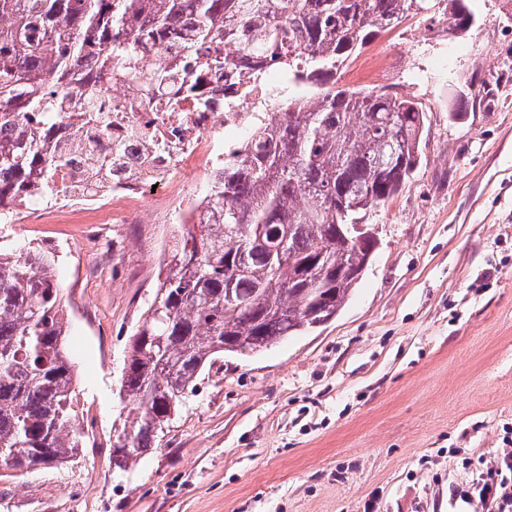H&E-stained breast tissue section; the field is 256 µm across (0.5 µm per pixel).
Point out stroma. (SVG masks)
<instances>
[{
  "instance_id": "1",
  "label": "stroma",
  "mask_w": 512,
  "mask_h": 512,
  "mask_svg": "<svg viewBox=\"0 0 512 512\" xmlns=\"http://www.w3.org/2000/svg\"><path fill=\"white\" fill-rule=\"evenodd\" d=\"M410 9L342 85L410 98L421 161L366 217L378 244L328 323L215 356L153 448L112 440L126 351L155 291L148 224H79L53 250L77 421L101 445L0 476V512H471L453 499L512 453V0ZM380 58L362 78L352 68Z\"/></svg>"
}]
</instances>
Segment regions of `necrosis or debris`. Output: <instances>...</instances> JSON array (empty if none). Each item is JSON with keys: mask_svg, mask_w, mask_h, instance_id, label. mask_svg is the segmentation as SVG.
<instances>
[{"mask_svg": "<svg viewBox=\"0 0 512 512\" xmlns=\"http://www.w3.org/2000/svg\"><path fill=\"white\" fill-rule=\"evenodd\" d=\"M267 83L235 109H225L223 71L203 73L201 91L212 109L198 110L189 100L179 111L152 109L132 85L116 82L104 103L120 101L121 112L74 111L50 123L49 152L59 158L54 187L32 189L7 206L14 224H44L59 216H96L102 224H197L210 213L207 198H191L186 186L198 176L224 168L228 132L242 129L248 115L263 106Z\"/></svg>", "mask_w": 512, "mask_h": 512, "instance_id": "necrosis-or-debris-1", "label": "necrosis or debris"}]
</instances>
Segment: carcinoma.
Instances as JSON below:
<instances>
[{"label":"carcinoma","instance_id":"obj_1","mask_svg":"<svg viewBox=\"0 0 512 512\" xmlns=\"http://www.w3.org/2000/svg\"><path fill=\"white\" fill-rule=\"evenodd\" d=\"M418 0H0V207L32 180L51 187L57 157L38 123L74 104L97 112L102 89L131 80L156 104L169 84L195 96L205 68L250 72L273 62L294 80H336L372 32L398 25ZM182 44L168 71L143 72L139 49ZM235 50L224 52L222 45ZM426 115L409 98L326 88L305 107L255 117L250 145L211 180L212 224L182 233L133 334L119 397L133 417L123 463L155 444L209 359L268 349L341 309L374 247L348 229L388 203L418 163ZM50 260L0 247V472L76 455L74 366ZM163 380V390L156 381Z\"/></svg>","mask_w":512,"mask_h":512}]
</instances>
